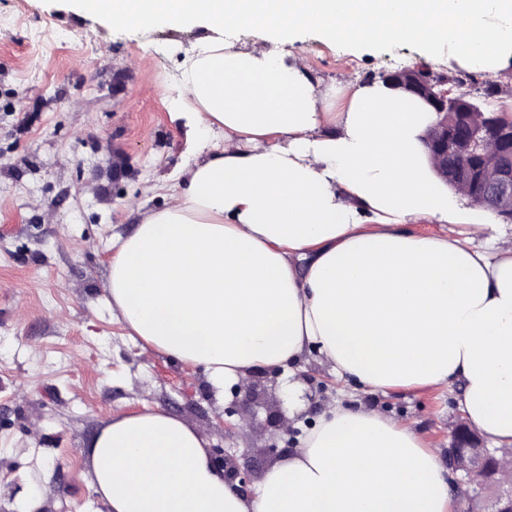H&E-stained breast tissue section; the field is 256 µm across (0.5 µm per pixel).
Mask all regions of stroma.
Instances as JSON below:
<instances>
[{
    "mask_svg": "<svg viewBox=\"0 0 512 512\" xmlns=\"http://www.w3.org/2000/svg\"><path fill=\"white\" fill-rule=\"evenodd\" d=\"M201 34L116 26L74 0H0V512L29 498L39 512H102L91 442L146 406L224 442L203 367L133 342L108 289L113 239L168 204L198 159L176 113L181 60ZM294 38L290 53L324 88L463 66L418 41L349 45L313 28ZM335 397L408 427L440 458L463 420L436 385L351 381Z\"/></svg>",
    "mask_w": 512,
    "mask_h": 512,
    "instance_id": "stroma-1",
    "label": "stroma"
}]
</instances>
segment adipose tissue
Segmentation results:
<instances>
[{
  "label": "adipose tissue",
  "instance_id": "adipose-tissue-1",
  "mask_svg": "<svg viewBox=\"0 0 512 512\" xmlns=\"http://www.w3.org/2000/svg\"><path fill=\"white\" fill-rule=\"evenodd\" d=\"M113 23L197 27L183 119L222 149L162 209L113 240L109 289L137 343L202 366L208 389L316 348L370 390L444 385L493 448L512 447V246L488 210L434 171L422 97L384 81L319 88L284 46L413 38L495 70L512 58V0H79ZM258 27L274 49L236 47ZM344 106H337V99ZM440 233L414 234L415 224ZM207 440L157 409L112 420L90 449L107 512H450L448 472L409 428L343 403L253 496Z\"/></svg>",
  "mask_w": 512,
  "mask_h": 512
}]
</instances>
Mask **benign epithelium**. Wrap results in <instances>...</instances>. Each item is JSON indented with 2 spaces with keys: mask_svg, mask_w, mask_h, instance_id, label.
<instances>
[{
  "mask_svg": "<svg viewBox=\"0 0 512 512\" xmlns=\"http://www.w3.org/2000/svg\"><path fill=\"white\" fill-rule=\"evenodd\" d=\"M388 82L426 98L438 121L424 140L438 174L472 202L512 223V108L497 113L463 102L453 79L417 64L386 76ZM277 369L254 383L233 388L239 410L264 405L265 382ZM238 448H214L211 458L223 464L224 481L252 494V471L237 461ZM458 484L469 487L466 512H512V448H490L468 423L461 424L445 456Z\"/></svg>",
  "mask_w": 512,
  "mask_h": 512,
  "instance_id": "1",
  "label": "benign epithelium"
}]
</instances>
